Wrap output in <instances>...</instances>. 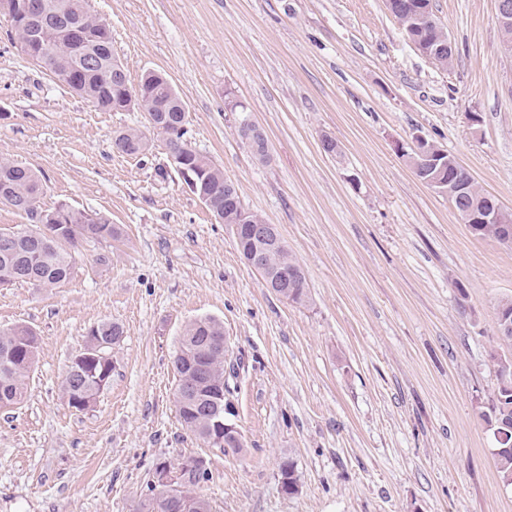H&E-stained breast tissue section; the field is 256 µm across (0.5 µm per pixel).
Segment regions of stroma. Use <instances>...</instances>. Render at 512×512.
<instances>
[{
    "mask_svg": "<svg viewBox=\"0 0 512 512\" xmlns=\"http://www.w3.org/2000/svg\"><path fill=\"white\" fill-rule=\"evenodd\" d=\"M432 3L456 46L445 69L386 0H89L130 83L165 73L187 140L278 226L306 276L302 305L266 288L177 176L159 177L167 148L143 112L71 93L0 15V158L41 174L43 208L121 229L84 244L60 287L0 286V327L40 336L26 399L0 410V512H132L155 463L189 455L206 461L213 512H512L481 417L512 249L472 234L406 157L423 137L512 210V54L497 0ZM232 99L263 129L266 160L239 136ZM128 128L145 154L113 150ZM200 317L223 324L224 359L240 365L236 457L177 412L172 359ZM107 320L124 328L112 380L79 411L61 384Z\"/></svg>",
    "mask_w": 512,
    "mask_h": 512,
    "instance_id": "1",
    "label": "stroma"
}]
</instances>
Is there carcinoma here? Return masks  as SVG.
Here are the masks:
<instances>
[{"instance_id":"carcinoma-1","label":"carcinoma","mask_w":512,"mask_h":512,"mask_svg":"<svg viewBox=\"0 0 512 512\" xmlns=\"http://www.w3.org/2000/svg\"><path fill=\"white\" fill-rule=\"evenodd\" d=\"M49 6L47 18L63 15L80 28L84 38L70 36L53 22L42 28L44 38L53 43L56 52L49 63L58 81L65 75L80 73L78 84H68L70 91L92 103L101 111L112 112L118 90L112 84V35L110 29L90 13L88 0H34ZM418 0H394L391 13L400 23L410 22V12ZM143 110L149 125L161 135L168 152L184 158L185 164L199 173L193 194L203 193L211 200L214 217L231 224L238 210L245 209L242 201L230 207L224 205V169L192 146L185 135L188 113L178 106L180 97L159 74H144L139 82ZM113 147L126 155L139 156L148 149V141L135 129L117 132ZM43 185L31 168L0 159V205L22 215L27 223L14 230L0 232V285L28 284L34 288H57L69 280L75 270L78 247L84 242H101L119 235V228L103 215L59 204L53 209L40 205ZM458 216L466 211H480L496 198L473 183L464 201L449 198ZM274 267L298 264L288 249L272 248L266 257ZM512 323V299L498 306L497 338L512 346V332L500 331L502 320ZM123 326L104 321L90 329L84 346L71 360L63 380V391L70 407L84 410L108 386L112 378V350L120 344ZM224 338L223 326L212 318H200L189 323L180 338L174 356L179 376L176 402L182 425L220 452L224 448L213 442L217 423L224 421V406L216 403L215 391L224 390V350L219 341ZM39 349L37 332L27 325L0 329V409L21 404L27 394L28 380ZM496 387L488 410L482 417L490 432L505 435L494 440L497 472L503 485L512 486V357L492 354ZM209 481V471L203 459L183 472V486L193 496L190 510H185L177 498L147 484L135 512H212L208 499L199 492L200 485Z\"/></svg>"}]
</instances>
